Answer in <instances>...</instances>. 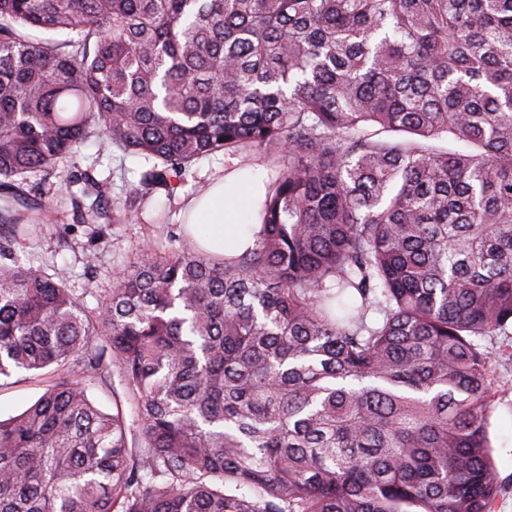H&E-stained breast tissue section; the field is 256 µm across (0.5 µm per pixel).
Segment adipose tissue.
Here are the masks:
<instances>
[{
    "label": "adipose tissue",
    "mask_w": 512,
    "mask_h": 512,
    "mask_svg": "<svg viewBox=\"0 0 512 512\" xmlns=\"http://www.w3.org/2000/svg\"><path fill=\"white\" fill-rule=\"evenodd\" d=\"M266 193L265 173L252 167L212 181L200 196L185 201L192 226L201 230L204 248L218 253H241L255 242V224L243 222L244 214L258 216Z\"/></svg>",
    "instance_id": "ef3b65f1"
}]
</instances>
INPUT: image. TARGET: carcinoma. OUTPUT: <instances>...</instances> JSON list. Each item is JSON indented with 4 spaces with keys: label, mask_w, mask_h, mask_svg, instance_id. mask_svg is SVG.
Listing matches in <instances>:
<instances>
[{
    "label": "carcinoma",
    "mask_w": 512,
    "mask_h": 512,
    "mask_svg": "<svg viewBox=\"0 0 512 512\" xmlns=\"http://www.w3.org/2000/svg\"><path fill=\"white\" fill-rule=\"evenodd\" d=\"M90 134L154 160L114 224L280 160L254 247L141 245L90 314L11 251ZM511 335L512 0H0V377L53 375L0 512H494Z\"/></svg>",
    "instance_id": "carcinoma-1"
}]
</instances>
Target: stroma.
Masks as SVG:
<instances>
[{
  "mask_svg": "<svg viewBox=\"0 0 512 512\" xmlns=\"http://www.w3.org/2000/svg\"><path fill=\"white\" fill-rule=\"evenodd\" d=\"M150 161L134 154H112L99 149L91 138L75 147L66 161L60 163L56 175L32 180L33 194L44 195L51 203L54 218L39 224L35 233L20 239L15 255L26 266L53 273L64 267L69 272V286L83 298L88 310H95L100 296L112 286L116 273L132 261L137 246L166 243L182 233L184 215L173 207L169 223L145 224L136 214L127 223H78L63 180L89 175L112 187L104 207L123 198L128 185L138 183ZM94 253V267L85 264L86 253ZM499 376L496 408L491 417L490 433L495 445V462L506 491L496 504V512H512V361L500 358L496 363ZM52 383L50 373L35 376L17 372L0 381V419L6 420L23 412L38 400Z\"/></svg>",
  "mask_w": 512,
  "mask_h": 512,
  "instance_id": "1",
  "label": "stroma"
}]
</instances>
